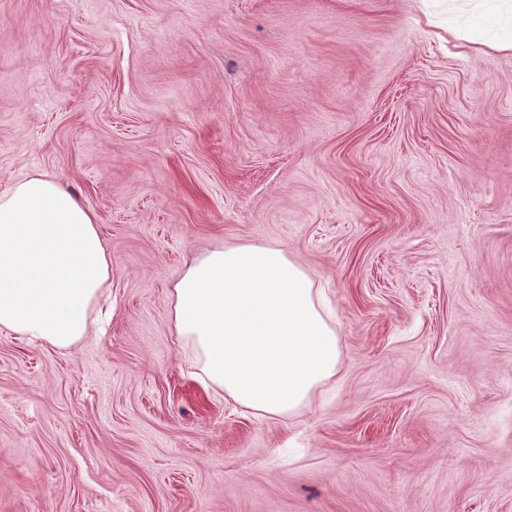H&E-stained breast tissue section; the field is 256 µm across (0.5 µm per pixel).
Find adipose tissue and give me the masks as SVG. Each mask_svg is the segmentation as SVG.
I'll list each match as a JSON object with an SVG mask.
<instances>
[{
    "label": "adipose tissue",
    "mask_w": 512,
    "mask_h": 512,
    "mask_svg": "<svg viewBox=\"0 0 512 512\" xmlns=\"http://www.w3.org/2000/svg\"><path fill=\"white\" fill-rule=\"evenodd\" d=\"M112 260L95 216L40 173L0 192V329L68 349L97 330ZM173 328L204 383L270 419L306 406L338 372L335 329L308 273L281 248L206 250L175 282Z\"/></svg>",
    "instance_id": "1"
}]
</instances>
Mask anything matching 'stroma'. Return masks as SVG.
I'll use <instances>...</instances> for the list:
<instances>
[{"label": "stroma", "instance_id": "1", "mask_svg": "<svg viewBox=\"0 0 512 512\" xmlns=\"http://www.w3.org/2000/svg\"><path fill=\"white\" fill-rule=\"evenodd\" d=\"M511 39L512 0H0V191L53 176L112 255L105 332L0 330V512H512ZM242 243L339 338L283 420L170 319Z\"/></svg>", "mask_w": 512, "mask_h": 512}]
</instances>
